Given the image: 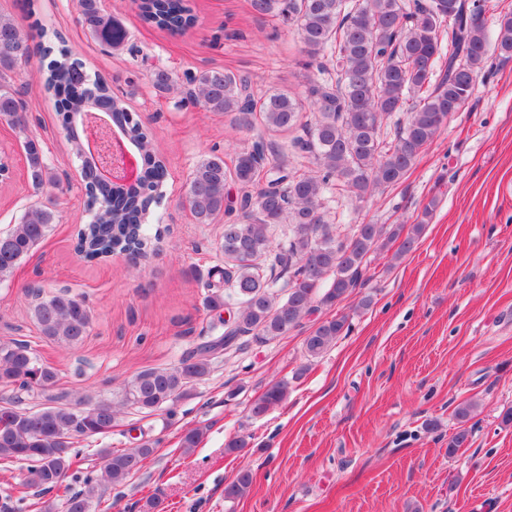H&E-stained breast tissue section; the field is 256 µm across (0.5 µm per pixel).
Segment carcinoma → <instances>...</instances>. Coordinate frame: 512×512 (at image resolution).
Masks as SVG:
<instances>
[{
  "label": "carcinoma",
  "instance_id": "1",
  "mask_svg": "<svg viewBox=\"0 0 512 512\" xmlns=\"http://www.w3.org/2000/svg\"><path fill=\"white\" fill-rule=\"evenodd\" d=\"M189 0H142L145 23L180 33L193 24ZM89 34L119 48L123 26L100 6L78 0ZM261 16H276L296 28L308 70L302 99L281 91L254 96L248 80L224 69L193 77V101L207 112L229 114L247 126L258 125L250 145L234 152L233 164L208 156L193 168L187 203L198 224L227 216L220 251L224 266L209 271L207 308L224 334L182 356L178 364L145 369L123 384L112 400L79 396L65 402L52 394L56 372L27 343L0 342V386L12 395L0 398V461L27 464L21 485L47 493L59 486L73 464L74 440L112 433L125 409L172 416L177 401L191 395L213 360L241 337L264 345L285 338L303 320L337 307L371 276L369 256L396 243L393 258L410 253L433 214L437 200L423 207L417 224H335L326 218L325 197L334 191L362 203L400 183L420 154L441 134L448 118L471 99L488 60L489 38L483 22L487 0H249ZM31 34L16 18L0 13V123L25 133L22 142L31 185L55 184L45 162L40 136L27 132L24 105L7 73L51 49L29 44ZM495 48L512 58V13L499 16ZM43 84L58 111L77 113L96 100L112 103V123L124 127L121 104L111 88L81 71L61 49L43 73ZM409 116L395 138L382 136L394 115ZM130 140L144 166L140 184H113L89 195L92 205L106 202L97 220L77 231L76 249L87 260L125 255L131 263L147 256L152 237L141 222L149 202L145 190L163 181L165 166L143 125H129ZM311 168L299 172L297 159ZM244 190L239 215L231 218L227 187ZM59 223L50 200L30 207L0 235V282L14 272ZM288 225V243L272 249L275 225ZM235 308L232 321L222 311ZM34 320L46 338L75 347L93 321L84 299L68 292L34 295ZM349 330L345 314L325 318L303 339L307 360L321 357ZM290 382L274 381L250 405L251 416L266 415L288 399ZM40 404H29L35 399ZM158 440L143 437L134 448H101L100 473L87 471L82 488L65 501L66 512H90L101 485L122 484L141 470ZM253 477L242 470L224 488V498L244 497Z\"/></svg>",
  "mask_w": 512,
  "mask_h": 512
}]
</instances>
